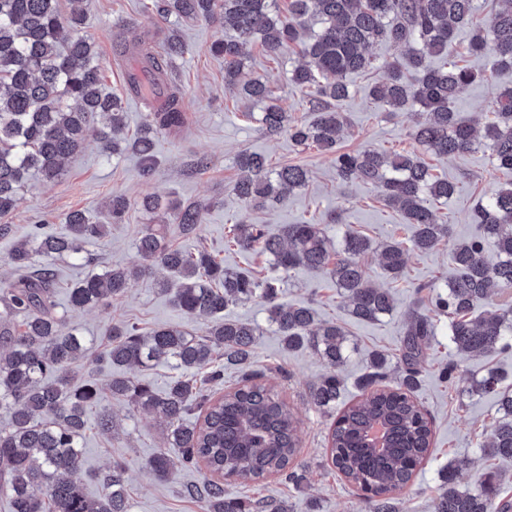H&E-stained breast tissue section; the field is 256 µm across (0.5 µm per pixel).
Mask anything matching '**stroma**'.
I'll use <instances>...</instances> for the list:
<instances>
[{
	"label": "stroma",
	"mask_w": 512,
	"mask_h": 512,
	"mask_svg": "<svg viewBox=\"0 0 512 512\" xmlns=\"http://www.w3.org/2000/svg\"><path fill=\"white\" fill-rule=\"evenodd\" d=\"M82 32L97 48L102 88L121 98L132 134L146 107L128 91L129 60L121 52L122 40L135 34L156 47L171 32L186 45L184 55L173 60L170 67V78L183 97L186 124L180 131L157 135L158 165L152 176L143 174L134 150L109 159L96 138L91 137L65 161L57 179L32 177L18 206L5 218L10 231L0 236V281L6 283L17 276L10 263L12 249L29 236L34 225H42L49 232L59 231L67 216L77 210L92 221L109 225L107 236L92 249L91 264L78 266L68 258L56 262V312L64 318L67 328L75 329L95 348L109 344L116 323H134L144 332L180 326L201 334L207 328L205 320L189 319L173 306L160 289L163 273L159 270L133 280L127 292L108 306L81 312L68 306L67 289L73 282L112 266L140 264L136 242L144 225L154 221L153 215L140 207L144 196L158 195L165 200L200 205L203 222L198 237L187 240L176 235L173 243L190 251L207 249L222 257L226 265L259 280L272 276L273 269L267 257L257 251L226 247L232 225L262 224L277 232L285 225L309 221L325 225L334 238L348 228L377 246L408 241L409 226L385 204L378 189L357 180L340 181L330 157L313 148L294 146L287 133L267 134L254 118L260 105L242 101L225 89L224 60L210 50L212 43L224 36L219 22L165 20L154 11L151 0H90ZM469 38L466 30L458 35V58L461 64L483 72L484 77L468 86L453 104L468 122L485 119L501 88L512 85V73L488 74V56L467 53ZM297 60L295 50L273 60L255 45L248 50L244 73L249 78L265 79L291 119L309 122L315 117L313 106L305 91L289 80ZM380 77L377 71L348 75L350 95L337 104L346 118L341 147L348 151L366 146L389 153L415 151L411 113L381 111L369 94L371 84ZM243 150L264 155L274 166L304 165L310 173L308 186L271 208L242 203L233 194L232 186L241 175L235 158ZM428 163L435 175L456 185L454 196L436 206L438 217L452 227V239L441 241L429 253L409 251L407 277L403 280L386 277L378 255L365 259L370 278L394 293L398 312L378 322L357 321L345 310L335 283L306 269L294 271L283 288L285 303L312 307L318 320L336 322L347 332L353 350L341 372L345 381L341 403L358 399L357 381L372 352L396 353L403 332V311L412 302L416 287L452 279L454 268L449 253L455 241L477 235L478 226L472 221L476 204L496 187L512 182V173L498 169L484 148L448 161L432 157ZM115 195L123 196L129 209L122 223L114 225L105 204ZM336 214L341 216V223H331V216ZM224 316L262 325L263 332L254 347L253 369L261 382L290 407L297 426L296 461L304 465L307 475L305 484L298 487L278 476L256 482L231 479L224 483L225 496L252 501L283 500L291 512H307L312 501L317 504V512H364L363 492L338 474L328 457L329 434L336 414L315 407L309 398L311 385L325 371L322 360L310 350L286 349L280 336L267 326L261 299L229 306ZM451 362L465 373L464 380L454 385L441 376L442 368ZM492 370L502 373L506 385L512 387V349L490 357L457 355L448 345L447 318L438 319L437 336L424 362L418 390L432 425V445L427 462L397 494L403 512H431L440 470L448 461L463 457L469 458L471 465L462 471L461 483H470L479 474L492 470L501 477V496L512 499V462L482 457L479 448L497 416L496 401L470 391L472 381ZM101 409L111 416L113 428L107 435L92 430L85 434L84 464L77 479L86 493L100 495L103 475L112 461L120 459L127 466L131 512H201L199 503L183 494L185 484L200 481L201 473L177 466L168 480L160 481L147 467L149 458L165 446L164 424L124 402L108 399L102 402Z\"/></svg>",
	"instance_id": "stroma-1"
}]
</instances>
